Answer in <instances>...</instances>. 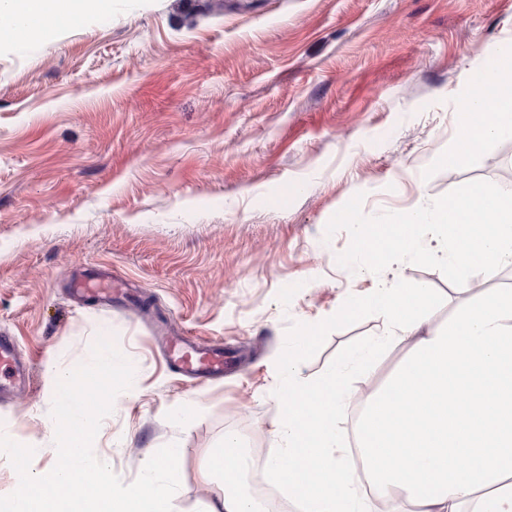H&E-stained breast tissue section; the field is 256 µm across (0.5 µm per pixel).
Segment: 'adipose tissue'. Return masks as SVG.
Listing matches in <instances>:
<instances>
[{
    "label": "adipose tissue",
    "instance_id": "obj_1",
    "mask_svg": "<svg viewBox=\"0 0 512 512\" xmlns=\"http://www.w3.org/2000/svg\"><path fill=\"white\" fill-rule=\"evenodd\" d=\"M110 0H0V40L42 39L106 8ZM456 101L463 134L451 158L465 163L487 139L512 132V77L500 67ZM439 304L433 289L384 285L351 297L336 314L372 310L386 332L313 384L293 362L278 379V416L266 470L302 512H371L350 474L363 465L375 495L412 512H512V289L466 305L446 325L429 330ZM406 345L404 362L370 397L349 449L340 430L349 416L354 378L368 374L388 347ZM235 435L212 458L224 494L209 512H258L239 487Z\"/></svg>",
    "mask_w": 512,
    "mask_h": 512
}]
</instances>
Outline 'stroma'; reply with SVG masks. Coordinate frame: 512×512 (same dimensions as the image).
Segmentation results:
<instances>
[{"label":"stroma","instance_id":"35a3bbf8","mask_svg":"<svg viewBox=\"0 0 512 512\" xmlns=\"http://www.w3.org/2000/svg\"><path fill=\"white\" fill-rule=\"evenodd\" d=\"M510 41L512 0H112L0 42V332L34 361L29 387L0 395V429L53 446L48 368L113 339L137 392L117 396L94 454L129 484L179 443L173 512H207L225 434L273 442L281 362L313 381L384 333L368 312L337 320L349 297L382 278L426 284L435 326L464 303L436 269L340 266L350 235L325 228L358 193L366 216L400 213L512 169L506 133L448 160L458 97ZM97 265L133 299L74 296ZM311 324L320 336L292 353ZM160 332L223 343L240 367L190 382Z\"/></svg>","mask_w":512,"mask_h":512}]
</instances>
